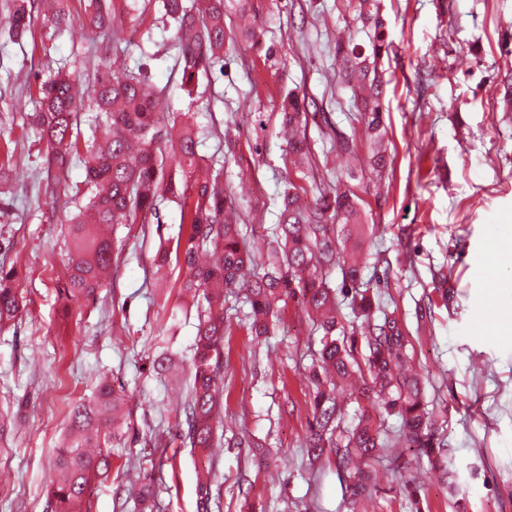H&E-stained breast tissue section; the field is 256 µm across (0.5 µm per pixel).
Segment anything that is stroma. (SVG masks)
<instances>
[{
	"label": "stroma",
	"mask_w": 512,
	"mask_h": 512,
	"mask_svg": "<svg viewBox=\"0 0 512 512\" xmlns=\"http://www.w3.org/2000/svg\"><path fill=\"white\" fill-rule=\"evenodd\" d=\"M248 7L274 55L235 40L190 93L158 0H114L112 27L129 41L127 64L144 66L160 90L159 111L191 115L203 153H223L225 136L238 138V155L224 158V182L245 190L247 238L259 244L277 221L290 167L281 95L305 94L336 129L362 132L335 52L338 38L366 36L341 0ZM381 12L391 44L383 59L391 162L382 181L352 183L368 219L363 275L381 311L406 327L408 360L426 379L427 410L442 428L467 512H512V264L498 255L512 232V112L496 88L512 68L501 47L512 32V0H382ZM108 53L92 33L50 41L38 19L24 45L0 44V88L20 115L33 108L36 76L65 61L88 85ZM307 135L318 182L335 183L357 167L336 153L329 133L311 126ZM0 168L10 209L0 220V266L16 269L29 301L15 325L0 329V512H51L69 407L105 376L120 397L123 426L108 475L89 488L91 512H134L131 489L147 482L153 512H196L204 474L217 497L212 512H453L446 477L405 448L394 416L384 422L386 451L370 462L373 489L359 504H349L347 477L334 461L309 465L306 375L319 337L293 302L259 344L247 306L226 296L223 444L201 451L184 443L179 410L192 384L196 306L175 275L157 277L153 263L159 247L176 244L179 206L163 203L159 225L118 227L112 281L76 305L62 293L68 227L44 194L39 143L19 117L0 121ZM438 270L453 295L447 305L433 288ZM426 303L433 316L418 320ZM164 351L176 371L159 376L151 362Z\"/></svg>",
	"instance_id": "stroma-1"
}]
</instances>
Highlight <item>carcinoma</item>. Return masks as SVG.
<instances>
[{
  "mask_svg": "<svg viewBox=\"0 0 512 512\" xmlns=\"http://www.w3.org/2000/svg\"><path fill=\"white\" fill-rule=\"evenodd\" d=\"M44 14L51 36L75 38L80 29L65 9V0H50ZM111 0H94L84 26L99 31L115 50L129 41L112 29ZM163 17L174 24V45L182 63V85H192L224 60V0H161ZM358 16L368 28V42L351 40L336 45V65L352 89L364 135L369 142L368 169L376 176L389 164L382 151L386 135L383 115L388 82L380 62L388 53L385 22L377 0H355ZM33 0H10L0 33L23 45L31 32ZM238 35L256 49L264 47V32L242 5ZM32 111L22 119L43 145L46 192L55 203L72 160L85 168L84 191L65 197L72 204L67 223L73 250L66 266L64 293L79 303L95 298L112 277L115 226L150 224L164 201L178 204L182 231L175 250H160L155 263L184 272L180 288L193 294L198 313L193 354V381L180 414L190 447L214 446L221 421L224 392L222 353L230 320L224 316V293L241 294L249 305L246 318L256 338L269 334L281 320L279 303L296 300L322 332L317 358L308 370L312 385L313 420L305 439L309 465L332 457L349 478L347 492L357 501L372 480L368 461L384 448L381 418L359 415L350 429L341 427L337 388L359 382L358 394L379 413L401 419L406 447L426 456L429 464L448 470L438 429L424 405V380L404 369L406 335L402 322L388 314L373 317V296L362 282L361 248L364 220L360 197L349 180L325 187L312 182L313 150L308 125L331 127L329 114L311 112L308 101L290 91L280 100L281 124L295 131L288 140L293 175L280 195L278 224L271 232L264 268L250 277L244 271L257 265L260 250L246 241L241 204L224 186V165L204 164L199 133L189 114L182 120L156 108L158 91L143 67L112 72L108 61L97 65L91 86L83 85L60 66L38 79ZM96 113L92 136L80 139V114ZM336 152L359 153L356 136L336 135ZM310 205L302 203L307 191ZM342 274V293L350 299L359 327L346 331L341 302L328 274ZM27 308V299L12 270L0 267V328L14 322ZM119 403L112 385L101 383L95 396L72 405L69 435L58 449L56 477L49 490L52 512H91L87 500L94 477L109 471L108 455L99 450L102 433L117 420Z\"/></svg>",
  "mask_w": 512,
  "mask_h": 512,
  "instance_id": "cac0c4a2",
  "label": "carcinoma"
}]
</instances>
